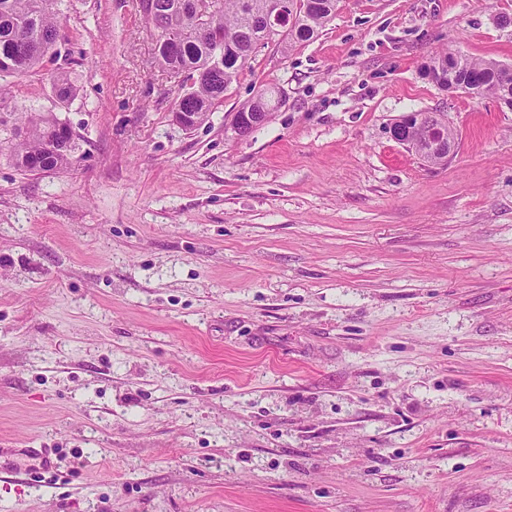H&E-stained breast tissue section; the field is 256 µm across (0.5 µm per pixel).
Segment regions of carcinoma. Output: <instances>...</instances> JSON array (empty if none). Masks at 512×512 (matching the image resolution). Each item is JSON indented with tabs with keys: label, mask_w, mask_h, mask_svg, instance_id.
<instances>
[{
	"label": "carcinoma",
	"mask_w": 512,
	"mask_h": 512,
	"mask_svg": "<svg viewBox=\"0 0 512 512\" xmlns=\"http://www.w3.org/2000/svg\"><path fill=\"white\" fill-rule=\"evenodd\" d=\"M163 14L143 13L147 27L160 31L162 24L192 29L195 20L189 12L169 10L170 0H160ZM288 15L294 22L286 39L288 43H301L313 39L331 19L336 0H321L323 6L303 10L302 0H284ZM269 0H222V8L211 18L209 28L212 38L224 41L223 69L204 80L197 73L211 64L209 39L189 37L176 47L163 45L157 54L158 63L166 68L189 73L196 78L190 87V96L181 103L182 110L196 114L203 123L210 112L224 101L226 92L244 69L252 54L265 40L262 17ZM58 0H0V107L8 106L10 78H19L43 67L45 58L55 43ZM441 80L438 88L448 90V81H472L479 88L477 95L496 99L512 93V69L502 67L494 59L473 60L457 52L433 55L424 65ZM52 89L60 105L76 95V85L70 78L57 72L51 75ZM279 104L278 92L261 90L241 112H265L272 115ZM15 123L26 128L23 136L9 134L7 141L0 140V147H8L13 164L24 171H56L71 166L79 150L72 142L69 129L59 123L53 113H25L22 109L10 112ZM441 125L437 119H428L422 125L397 126L400 143L420 146V157L430 164H444L448 154L428 150L425 132Z\"/></svg>",
	"instance_id": "cac0c4a2"
}]
</instances>
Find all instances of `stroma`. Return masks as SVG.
<instances>
[{"mask_svg": "<svg viewBox=\"0 0 512 512\" xmlns=\"http://www.w3.org/2000/svg\"><path fill=\"white\" fill-rule=\"evenodd\" d=\"M502 15L339 0L186 131L139 0H62L12 92L77 159L0 151V512H512V111L422 76L448 49L512 65ZM416 111L447 163L390 138ZM279 104L278 92L262 89L248 104L243 105L233 113L230 128L236 135L244 136L265 124L271 118L272 110Z\"/></svg>", "mask_w": 512, "mask_h": 512, "instance_id": "stroma-1", "label": "stroma"}]
</instances>
